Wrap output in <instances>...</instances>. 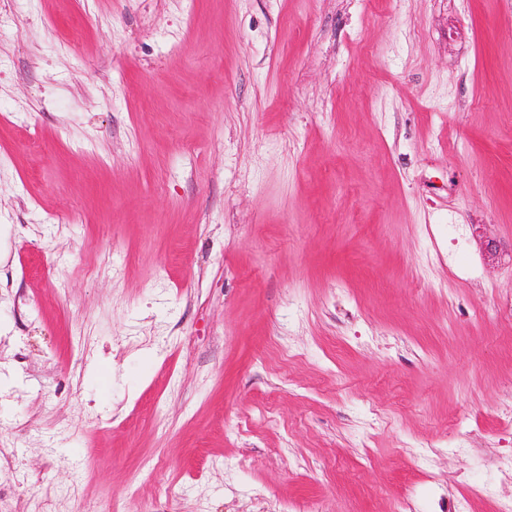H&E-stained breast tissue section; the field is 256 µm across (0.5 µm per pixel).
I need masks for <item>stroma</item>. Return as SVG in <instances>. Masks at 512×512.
Returning a JSON list of instances; mask_svg holds the SVG:
<instances>
[{
    "instance_id": "1",
    "label": "stroma",
    "mask_w": 512,
    "mask_h": 512,
    "mask_svg": "<svg viewBox=\"0 0 512 512\" xmlns=\"http://www.w3.org/2000/svg\"><path fill=\"white\" fill-rule=\"evenodd\" d=\"M512 503V0H0V512Z\"/></svg>"
}]
</instances>
